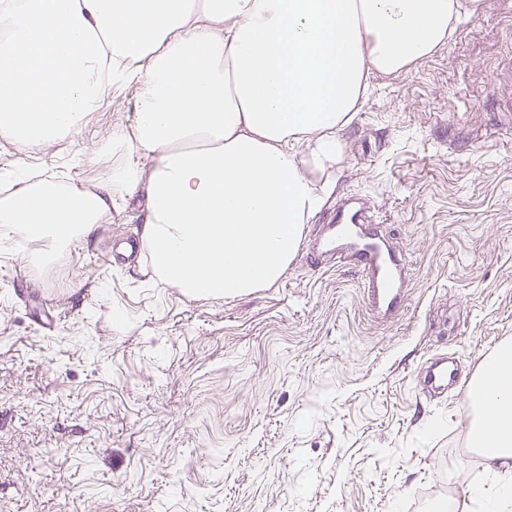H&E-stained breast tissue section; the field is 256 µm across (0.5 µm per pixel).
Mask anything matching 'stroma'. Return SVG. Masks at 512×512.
Masks as SVG:
<instances>
[{"label": "stroma", "mask_w": 512, "mask_h": 512, "mask_svg": "<svg viewBox=\"0 0 512 512\" xmlns=\"http://www.w3.org/2000/svg\"><path fill=\"white\" fill-rule=\"evenodd\" d=\"M133 107L49 147L0 140V187L100 184L92 151ZM342 138L330 200L363 198L409 260L388 322L356 267L300 254L247 297L157 287L112 256L139 239L128 211L47 268L0 249V512H459L488 484L464 400L416 382L439 354L469 380L512 342V0L376 77Z\"/></svg>", "instance_id": "35a3bbf8"}]
</instances>
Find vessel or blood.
Wrapping results in <instances>:
<instances>
[{
    "label": "vessel or blood",
    "instance_id": "1",
    "mask_svg": "<svg viewBox=\"0 0 512 512\" xmlns=\"http://www.w3.org/2000/svg\"><path fill=\"white\" fill-rule=\"evenodd\" d=\"M372 221L367 203L348 196L330 208L322 233L307 241L305 251L308 258L329 267L356 264L370 306L382 317L391 318L403 307L405 263L401 252L384 237L367 231L366 226ZM458 386L453 365L437 361L427 366L423 376L427 393L440 395Z\"/></svg>",
    "mask_w": 512,
    "mask_h": 512
}]
</instances>
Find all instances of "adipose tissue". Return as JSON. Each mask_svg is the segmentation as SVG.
<instances>
[{
    "mask_svg": "<svg viewBox=\"0 0 512 512\" xmlns=\"http://www.w3.org/2000/svg\"><path fill=\"white\" fill-rule=\"evenodd\" d=\"M486 0H0V139L80 134L110 91L138 93L96 190L18 175L0 239L46 266L144 196L139 248L155 283L243 297L287 272L344 159L374 76L434 55ZM473 447L512 512V343L467 386Z\"/></svg>",
    "mask_w": 512,
    "mask_h": 512,
    "instance_id": "ef3b65f1",
    "label": "adipose tissue"
}]
</instances>
